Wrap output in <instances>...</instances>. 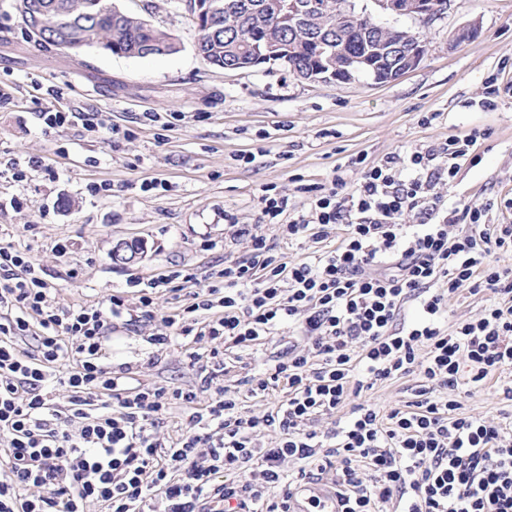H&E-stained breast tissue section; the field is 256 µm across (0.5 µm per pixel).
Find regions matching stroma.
Instances as JSON below:
<instances>
[{
    "label": "stroma",
    "instance_id": "obj_1",
    "mask_svg": "<svg viewBox=\"0 0 512 512\" xmlns=\"http://www.w3.org/2000/svg\"><path fill=\"white\" fill-rule=\"evenodd\" d=\"M106 2L172 34L178 52L140 58L42 45L14 0H0V86L12 92L0 107V240L30 248L52 286L51 303H101L121 292L136 305L135 283L243 256L248 245L232 237L224 216L259 223L264 186L287 190L289 210L299 211L307 198L294 179L327 184L338 170L352 188L387 156L452 136L476 137L481 161L461 162L453 182L438 183L436 192L452 205H489L490 223L512 224V0H450L424 28L395 19V27L420 31L429 51L415 70L382 84L366 76L311 82L269 65L231 72L198 53L185 0ZM472 23L477 36L455 43ZM491 76L500 95L487 110L481 99ZM52 89L63 109L111 112L117 134L44 129L37 114ZM150 112L160 121L147 120ZM260 147L268 151L263 166L242 162ZM32 158L52 164L55 177L32 170L13 181L10 162ZM153 178L168 190L142 191ZM102 182L109 191L89 192ZM59 240L68 242L67 256L56 254ZM131 241L144 244L142 258L115 264L113 248ZM72 268L77 278L68 277ZM170 311L162 300L139 329L117 326L107 362L129 367L141 385L193 390L198 405H207L235 379L208 383L202 368L189 365V353L207 357L208 340L187 338L162 352L148 343Z\"/></svg>",
    "mask_w": 512,
    "mask_h": 512
}]
</instances>
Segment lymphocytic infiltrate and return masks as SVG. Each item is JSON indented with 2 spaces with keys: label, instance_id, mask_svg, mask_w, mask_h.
Listing matches in <instances>:
<instances>
[{
  "label": "lymphocytic infiltrate",
  "instance_id": "obj_1",
  "mask_svg": "<svg viewBox=\"0 0 512 512\" xmlns=\"http://www.w3.org/2000/svg\"><path fill=\"white\" fill-rule=\"evenodd\" d=\"M38 118L48 129L111 126L108 112L51 104ZM473 146L455 137L388 156L348 192L338 174L299 185L307 207L294 214L286 191L264 187L262 222L315 243L312 254L287 262L253 225L233 224L243 257L203 278L187 268L151 280L137 318L118 294L53 306L29 250L1 243L0 512H85L90 501L109 512H291L292 491L329 471L341 512H512V412L488 419L459 399L512 372V268L489 260L512 250V224L433 192ZM461 292L487 302L452 325L448 298ZM162 298L176 308L149 343L161 352L210 339L225 376L227 350L258 349L285 327L296 342L240 377L246 394L223 388L199 409L192 390L142 387L104 362L115 321L137 326ZM28 336L31 351L18 345ZM406 377L410 395L390 409L360 398ZM246 396L269 405L244 413ZM174 405L187 408L186 429L161 437L155 418ZM268 429L275 443L261 440Z\"/></svg>",
  "mask_w": 512,
  "mask_h": 512
}]
</instances>
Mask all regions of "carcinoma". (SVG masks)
<instances>
[{
    "label": "carcinoma",
    "instance_id": "obj_1",
    "mask_svg": "<svg viewBox=\"0 0 512 512\" xmlns=\"http://www.w3.org/2000/svg\"><path fill=\"white\" fill-rule=\"evenodd\" d=\"M58 2L61 12L41 14L44 3ZM276 2L279 11L268 10ZM222 21L199 33L198 52L215 65L241 69L240 61L255 53L263 63L280 65L298 75L321 67L314 40L329 44L336 55L346 52L370 62L393 46V34L412 40L419 35L396 27L384 28L356 0H216ZM26 29L37 28L39 41L68 50L98 47L127 57L161 54L175 44L166 31L107 6L105 0H15Z\"/></svg>",
    "mask_w": 512,
    "mask_h": 512
}]
</instances>
